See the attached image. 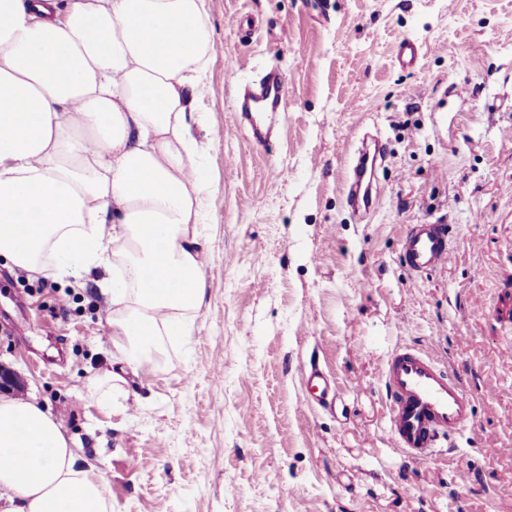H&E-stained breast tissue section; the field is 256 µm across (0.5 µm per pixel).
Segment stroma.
<instances>
[{
    "label": "stroma",
    "instance_id": "obj_1",
    "mask_svg": "<svg viewBox=\"0 0 512 512\" xmlns=\"http://www.w3.org/2000/svg\"><path fill=\"white\" fill-rule=\"evenodd\" d=\"M208 7L194 105L213 189L188 335L120 362L103 270L53 279L0 258V362L104 474L112 512H512V0ZM406 38L423 57L404 71ZM274 65L288 108L256 147L237 84ZM368 133L388 157L357 223L345 182ZM435 221L457 225L456 255L411 277L402 234ZM399 342L449 361L476 398L453 454L406 460L384 430L380 371ZM314 363L332 408L307 399Z\"/></svg>",
    "mask_w": 512,
    "mask_h": 512
}]
</instances>
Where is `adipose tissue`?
I'll use <instances>...</instances> for the list:
<instances>
[{"label":"adipose tissue","mask_w":512,"mask_h":512,"mask_svg":"<svg viewBox=\"0 0 512 512\" xmlns=\"http://www.w3.org/2000/svg\"><path fill=\"white\" fill-rule=\"evenodd\" d=\"M206 0H0V257L57 278L123 259L109 289L129 363L185 331L211 182L188 91L207 79ZM54 416L0 401L15 512H112Z\"/></svg>","instance_id":"1"}]
</instances>
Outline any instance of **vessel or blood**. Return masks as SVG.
<instances>
[{"mask_svg": "<svg viewBox=\"0 0 512 512\" xmlns=\"http://www.w3.org/2000/svg\"><path fill=\"white\" fill-rule=\"evenodd\" d=\"M286 110L283 73L271 66L241 89L238 124L246 129L252 144L261 146L270 141ZM385 155L384 145L373 142L359 151L350 167L347 201L357 219H366L378 206L373 186ZM456 240V228L451 224L408 225L402 238L401 264L416 276L446 268ZM381 383L388 408L387 429L397 451L421 462L457 448L474 419L475 401L450 367L424 349L400 344L384 362ZM307 386L323 405L336 390L334 382L315 367L309 372Z\"/></svg>", "mask_w": 512, "mask_h": 512, "instance_id": "b4317fda", "label": "vessel or blood"}]
</instances>
